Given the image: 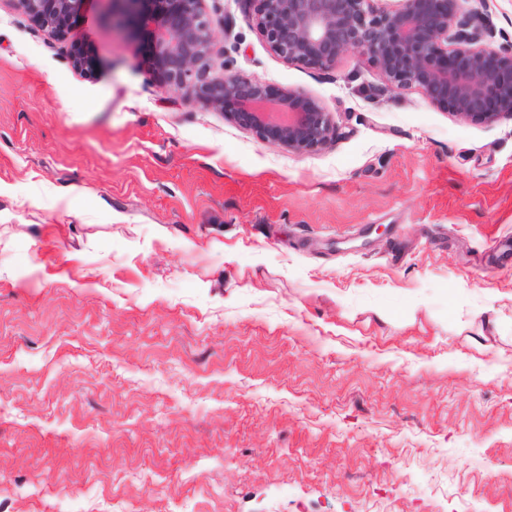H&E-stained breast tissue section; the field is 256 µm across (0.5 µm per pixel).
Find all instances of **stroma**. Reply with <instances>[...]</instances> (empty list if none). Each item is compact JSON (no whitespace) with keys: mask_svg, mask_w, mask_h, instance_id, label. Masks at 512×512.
Masks as SVG:
<instances>
[{"mask_svg":"<svg viewBox=\"0 0 512 512\" xmlns=\"http://www.w3.org/2000/svg\"><path fill=\"white\" fill-rule=\"evenodd\" d=\"M225 70L336 136L296 154L0 5V512H512V119L272 53Z\"/></svg>","mask_w":512,"mask_h":512,"instance_id":"35a3bbf8","label":"stroma"}]
</instances>
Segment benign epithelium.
Here are the masks:
<instances>
[{
  "mask_svg": "<svg viewBox=\"0 0 512 512\" xmlns=\"http://www.w3.org/2000/svg\"><path fill=\"white\" fill-rule=\"evenodd\" d=\"M48 36L69 42L72 68L95 77L92 49L72 38L88 0H5ZM121 35L148 47L149 78L185 100L224 113L260 139L306 153L325 145L329 113L298 91L276 97L262 82L214 74V19L204 0H107ZM256 29L277 56L330 67L347 50L370 55L394 90L418 89L436 107L472 122L512 117V43L496 45L486 12L462 0H401L379 10L372 0H252Z\"/></svg>",
  "mask_w": 512,
  "mask_h": 512,
  "instance_id": "7a95c632",
  "label": "benign epithelium"
}]
</instances>
